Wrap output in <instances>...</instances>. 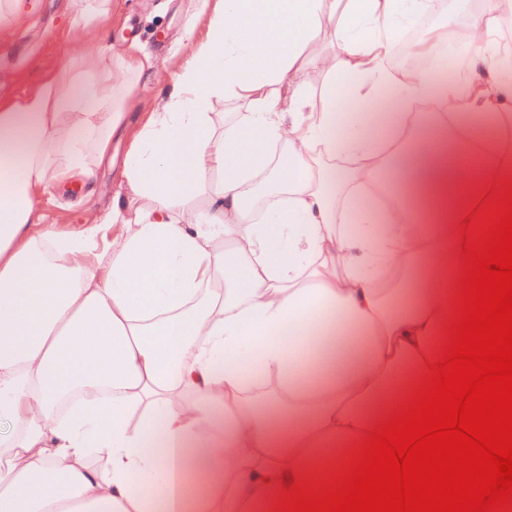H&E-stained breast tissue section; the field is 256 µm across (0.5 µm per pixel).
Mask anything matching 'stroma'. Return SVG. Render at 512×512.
<instances>
[{
  "mask_svg": "<svg viewBox=\"0 0 512 512\" xmlns=\"http://www.w3.org/2000/svg\"><path fill=\"white\" fill-rule=\"evenodd\" d=\"M82 0H0V102L23 95L53 75L78 32L71 20ZM481 0H434L432 27H448L454 40L469 30ZM205 0H122L116 11L98 19L101 41L137 54L168 59L167 69L151 74L136 95L128 121L153 111L156 93L169 84L173 71L190 55L189 45L179 43L187 27L204 34ZM128 141L112 140V160L96 174L95 190L86 195L79 188L56 191L42 205L44 221L62 232L92 223L112 203L126 157Z\"/></svg>",
  "mask_w": 512,
  "mask_h": 512,
  "instance_id": "obj_1",
  "label": "stroma"
}]
</instances>
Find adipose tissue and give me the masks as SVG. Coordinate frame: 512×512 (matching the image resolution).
<instances>
[{
    "label": "adipose tissue",
    "instance_id": "obj_1",
    "mask_svg": "<svg viewBox=\"0 0 512 512\" xmlns=\"http://www.w3.org/2000/svg\"><path fill=\"white\" fill-rule=\"evenodd\" d=\"M431 5L213 0L110 209L67 235L44 196L93 190L162 60L76 40L0 106V512H272L416 389L453 316L461 226L512 179V0H483L469 81L437 93L385 65L391 34ZM337 16L336 52L308 54ZM339 75L350 96L317 108L310 88ZM383 83L394 110L373 127L360 112ZM434 97L452 117L419 111ZM218 98L244 103L235 124H216ZM477 138L496 147L476 164ZM386 166L390 207L353 208ZM278 168L282 204L248 205Z\"/></svg>",
    "mask_w": 512,
    "mask_h": 512
}]
</instances>
